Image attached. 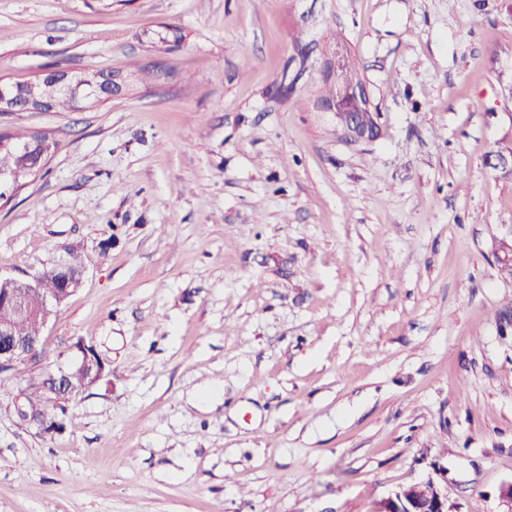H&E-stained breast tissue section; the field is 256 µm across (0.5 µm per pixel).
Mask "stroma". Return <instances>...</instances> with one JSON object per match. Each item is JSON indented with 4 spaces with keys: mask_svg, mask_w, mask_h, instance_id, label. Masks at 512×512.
<instances>
[{
    "mask_svg": "<svg viewBox=\"0 0 512 512\" xmlns=\"http://www.w3.org/2000/svg\"><path fill=\"white\" fill-rule=\"evenodd\" d=\"M347 50L380 133L338 138ZM117 71L0 200V272L83 244L36 362L0 374V512H369L512 483V0H0V82ZM95 346L61 431L27 380ZM416 484L426 487V495L422 499L410 496L411 491L404 489L405 486ZM405 486L374 502L369 512H450L447 488L433 477Z\"/></svg>",
    "mask_w": 512,
    "mask_h": 512,
    "instance_id": "1",
    "label": "stroma"
}]
</instances>
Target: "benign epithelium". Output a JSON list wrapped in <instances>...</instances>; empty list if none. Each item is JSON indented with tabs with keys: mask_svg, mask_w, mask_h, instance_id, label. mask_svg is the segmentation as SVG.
<instances>
[{
	"mask_svg": "<svg viewBox=\"0 0 512 512\" xmlns=\"http://www.w3.org/2000/svg\"><path fill=\"white\" fill-rule=\"evenodd\" d=\"M341 50H336L333 58L326 62L329 74L336 77V102L324 103L325 108L334 110L338 131L345 139L353 144L363 141V137L357 135L360 128V119L355 112H348L341 106L343 97L347 94L354 96L361 102L364 110L369 109L366 86L356 77L346 74L340 68ZM83 80L81 76H75L69 72H44L36 77V80H28L22 89H14L12 92L0 93V112H49L52 109L54 97L69 91L74 85ZM115 76L101 74L92 82V96L99 100H108L118 92L114 86ZM55 272L63 279V291L50 296L40 298L38 314L43 322L47 323L56 314L63 300L80 287L85 271L74 275L68 270L67 259L62 258L53 265ZM37 281V275L15 277L0 273V305L12 306L18 311H24L15 300L11 289L33 288ZM37 350L34 341L13 334L10 326L0 324V371H10L17 365L28 360L31 354ZM79 356L65 367H60L51 374L53 391L78 394L87 386L97 382L103 375L104 369L98 368L94 353L85 343L77 345ZM83 374L82 384L73 387L70 377L74 373ZM426 487V495L419 499L411 496V491L399 487L387 496L373 503L369 512H450L448 510V492L440 482L432 477L422 481Z\"/></svg>",
	"mask_w": 512,
	"mask_h": 512,
	"instance_id": "1",
	"label": "benign epithelium"
}]
</instances>
